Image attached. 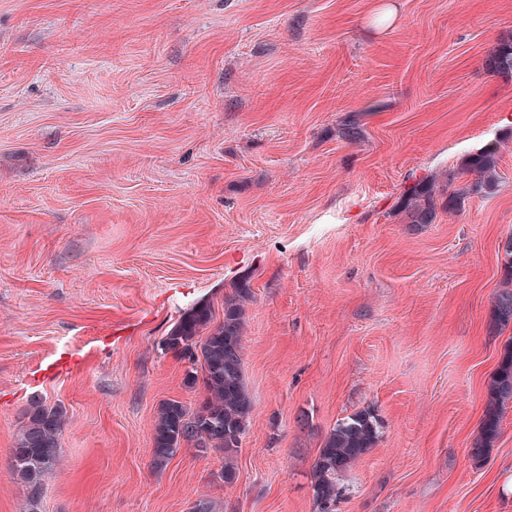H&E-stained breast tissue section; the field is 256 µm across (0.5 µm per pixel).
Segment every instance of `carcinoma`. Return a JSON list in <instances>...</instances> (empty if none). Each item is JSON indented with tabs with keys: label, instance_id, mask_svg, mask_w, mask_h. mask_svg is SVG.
<instances>
[{
	"label": "carcinoma",
	"instance_id": "1",
	"mask_svg": "<svg viewBox=\"0 0 512 512\" xmlns=\"http://www.w3.org/2000/svg\"><path fill=\"white\" fill-rule=\"evenodd\" d=\"M491 69L512 73V42L501 45L489 59ZM498 164L497 150L488 147L471 154L462 173L472 180L458 188H448V210L454 211L470 194L484 191ZM403 208L410 223L426 224L435 211V193L428 185H417L405 196ZM505 285L494 298L495 323L512 322V238L504 247ZM252 290L244 283L224 299V322L206 336L201 332L211 321L209 306L199 304L159 343L160 349L175 354L185 364V380L199 388L202 400L194 410L180 401L169 400L159 409L153 430L152 464L164 467L182 446L196 442L224 454L220 478L235 479L233 456L241 446L252 401L243 381V336L245 303ZM512 402V344L504 347L488 388L477 451L497 439L505 404ZM63 411L37 408L30 412L22 434L12 449L14 473L25 483L31 503L43 493V476L60 457ZM381 422L368 411L353 413L336 423L320 449L313 467L312 491L318 512H335L342 496L338 477L360 457L374 448L380 438Z\"/></svg>",
	"mask_w": 512,
	"mask_h": 512
}]
</instances>
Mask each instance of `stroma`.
Segmentation results:
<instances>
[{
  "instance_id": "35a3bbf8",
  "label": "stroma",
  "mask_w": 512,
  "mask_h": 512,
  "mask_svg": "<svg viewBox=\"0 0 512 512\" xmlns=\"http://www.w3.org/2000/svg\"><path fill=\"white\" fill-rule=\"evenodd\" d=\"M511 40L512 0H0V512H317L363 410L336 512H512V403L473 453L512 342V75L486 66ZM487 145L492 188L449 211ZM245 275L236 479L192 448L154 468L159 407L200 400L159 343ZM37 406L64 424L34 507L11 456ZM435 193L429 185H416L405 196L403 208L411 224H428L435 211ZM505 254V282L494 298L495 323L506 326L512 322V238L504 247ZM381 422L368 411L353 413L336 423L320 449L313 467L312 491L318 512H335L342 496L338 477L374 448L380 438Z\"/></svg>"
}]
</instances>
